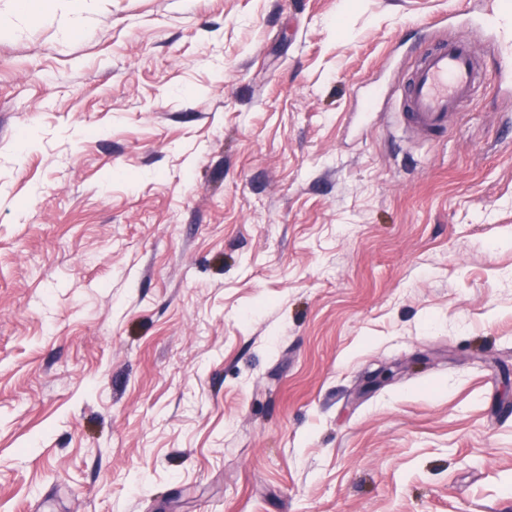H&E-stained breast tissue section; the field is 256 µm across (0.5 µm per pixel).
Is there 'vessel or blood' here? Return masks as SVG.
Returning a JSON list of instances; mask_svg holds the SVG:
<instances>
[{
  "label": "vessel or blood",
  "instance_id": "vessel-or-blood-1",
  "mask_svg": "<svg viewBox=\"0 0 512 512\" xmlns=\"http://www.w3.org/2000/svg\"><path fill=\"white\" fill-rule=\"evenodd\" d=\"M489 26L500 36L498 75L512 79V39L504 37L506 30H512V5ZM485 70L484 60L466 39H448L422 51L411 64L407 81L395 90L405 124L425 137L447 132L474 101Z\"/></svg>",
  "mask_w": 512,
  "mask_h": 512
}]
</instances>
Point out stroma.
Instances as JSON below:
<instances>
[{
    "mask_svg": "<svg viewBox=\"0 0 512 512\" xmlns=\"http://www.w3.org/2000/svg\"><path fill=\"white\" fill-rule=\"evenodd\" d=\"M71 4L0 0V512H512V91L363 108L493 0Z\"/></svg>",
    "mask_w": 512,
    "mask_h": 512,
    "instance_id": "35a3bbf8",
    "label": "stroma"
}]
</instances>
